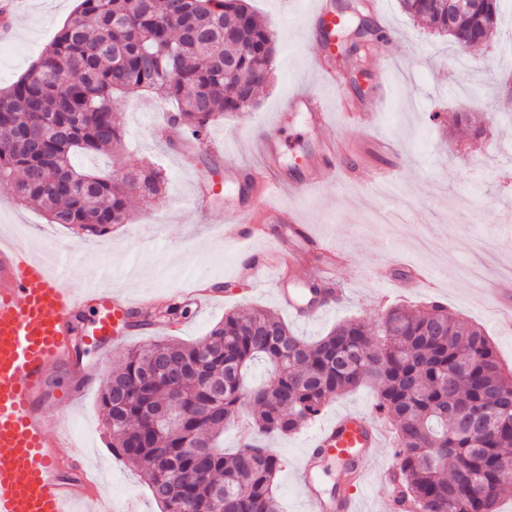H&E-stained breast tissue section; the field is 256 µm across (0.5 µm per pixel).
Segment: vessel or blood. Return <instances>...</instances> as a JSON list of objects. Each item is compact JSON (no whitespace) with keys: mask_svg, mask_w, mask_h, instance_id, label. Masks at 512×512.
I'll list each match as a JSON object with an SVG mask.
<instances>
[{"mask_svg":"<svg viewBox=\"0 0 512 512\" xmlns=\"http://www.w3.org/2000/svg\"><path fill=\"white\" fill-rule=\"evenodd\" d=\"M297 112L318 127L327 126L321 97L311 91L292 93L279 106L274 127L285 126ZM335 141L321 140L313 153L300 156V175L285 179L280 154L271 141L259 146L261 165L226 164L224 178L248 176L266 197L285 190L298 196L318 193L325 176L336 169ZM276 272L273 285L289 313L313 320L318 310L303 306ZM95 307L97 321L79 330L76 320ZM134 302L95 286L71 287L57 271L46 270L22 241H0V512H73L74 505L94 503L93 512H113L97 495L96 473L80 459L62 460L58 450L69 439L70 397L53 394V368H82L80 344L110 346L127 335ZM382 431L369 416L348 412L324 427L305 449L302 491L315 512H358L356 496L365 484L366 461L381 445ZM336 466V485L327 489L328 464Z\"/></svg>","mask_w":512,"mask_h":512,"instance_id":"b4317fda","label":"vessel or blood"}]
</instances>
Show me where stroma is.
<instances>
[{
  "mask_svg": "<svg viewBox=\"0 0 512 512\" xmlns=\"http://www.w3.org/2000/svg\"><path fill=\"white\" fill-rule=\"evenodd\" d=\"M375 2L364 14L385 37L362 45L353 57L337 55L340 88L334 91L323 87L315 71L324 58L321 32L306 29L294 0H249L276 35L273 73L260 88L255 108L219 116L206 150L187 154L176 149L165 125L172 103L152 91L129 95L116 111L123 146L81 155L78 162L106 174L137 160L160 168L167 176L166 189L149 204L132 200L127 223L113 225L104 236L86 238L47 223L39 210L21 204L11 189L0 186V227L25 225L32 247L41 251L54 246L59 262L72 268L73 287L92 281L119 297L142 302L149 312L163 289L186 290L203 280L219 293L206 309L192 307L183 317L134 331L112 349L84 348L86 372L60 368L52 376V389L78 394L70 413L72 435L60 453L97 467L102 473L98 492L114 504L132 500L139 512H159L140 476L106 446L100 394L107 377L127 349L155 339L198 342L225 313L262 307L315 340L340 320L360 317L374 325L391 307L435 300L453 318L482 325L501 363L512 367V333H505L492 314L498 288L512 285V276L475 274L490 255L499 265L512 267V221L504 219L505 212H512V83L500 79L504 69H512V0L501 2L491 44L470 49L413 20L399 0ZM78 5L79 0H26L14 37L0 40L1 87L29 69ZM386 39L394 42L396 55L382 67L378 54ZM300 87L320 92L332 109L337 96H344L362 113L358 122L339 116L329 127L317 128L300 112L272 131L288 178L295 173L297 156L311 152L321 139L341 145L336 173L327 177L320 193L298 197L285 192L277 199L279 205L299 210L303 230L322 241L325 252L343 258L335 270L343 303L307 322L292 319L273 284L254 286L243 269L249 253L279 263L275 247L288 237L287 225L258 224L266 198L246 182L224 181L225 161L254 163L253 138L268 127L278 103ZM457 112L476 115L485 129L483 137L473 138L468 128L455 127L451 118ZM384 138L395 141L396 154L378 147ZM200 181L220 186L205 217L188 204ZM228 206L240 210L241 225L250 229V236L225 240ZM321 252L312 251L306 262L287 269V287L317 281L324 266ZM415 271L439 274L437 294L417 286L411 278ZM375 402L373 388H356L329 402L316 425L347 411L374 417L385 438L366 465L363 509L393 512L391 492L380 474L394 461L395 435L391 418L377 413ZM316 425L268 439L282 460L276 479L281 512H311L299 484L298 463Z\"/></svg>",
  "mask_w": 512,
  "mask_h": 512,
  "instance_id": "stroma-1",
  "label": "stroma"
}]
</instances>
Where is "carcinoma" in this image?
<instances>
[{
    "instance_id": "carcinoma-1",
    "label": "carcinoma",
    "mask_w": 512,
    "mask_h": 512,
    "mask_svg": "<svg viewBox=\"0 0 512 512\" xmlns=\"http://www.w3.org/2000/svg\"><path fill=\"white\" fill-rule=\"evenodd\" d=\"M415 19L474 47L491 41L499 0H471L448 21L439 0H400ZM341 33L375 34L353 0ZM275 40L247 0H80L76 15L12 85L0 89V184L48 223L87 238L125 223L132 198L162 195L165 176L130 163L117 176L76 164L121 143L115 110L134 91L178 103L172 120L196 142L215 115L243 112L272 74ZM268 365L259 385L251 366ZM363 383L396 422L398 494L418 512H499L512 493V368L485 331L431 302L399 306L379 328L353 318L308 342L270 311L230 312L201 341H156L127 351L101 391L112 455L136 469L160 512H280L281 459L260 438L294 433ZM152 406L169 414L157 424ZM488 409V424L459 415ZM254 443L227 455L219 440L244 410Z\"/></svg>"
}]
</instances>
